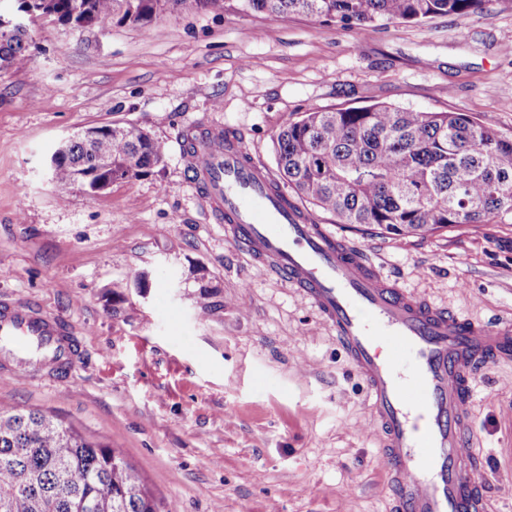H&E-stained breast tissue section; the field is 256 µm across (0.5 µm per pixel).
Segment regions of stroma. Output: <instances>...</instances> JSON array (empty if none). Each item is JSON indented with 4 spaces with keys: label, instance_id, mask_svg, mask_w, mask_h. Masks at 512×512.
I'll use <instances>...</instances> for the list:
<instances>
[{
    "label": "stroma",
    "instance_id": "stroma-1",
    "mask_svg": "<svg viewBox=\"0 0 512 512\" xmlns=\"http://www.w3.org/2000/svg\"><path fill=\"white\" fill-rule=\"evenodd\" d=\"M463 112L512 137V9L366 30L185 5L149 29L39 22L0 70V296L37 299L86 360L69 384L0 379V404L122 449L176 512H390L370 399L333 331L225 240L176 138L219 124L275 169L272 138L312 108ZM119 122L166 146L87 196L46 171L60 139ZM316 223L463 317L512 316V223L395 237ZM491 512H512V362L471 383Z\"/></svg>",
    "mask_w": 512,
    "mask_h": 512
}]
</instances>
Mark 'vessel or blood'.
Returning a JSON list of instances; mask_svg holds the SVG:
<instances>
[{
  "mask_svg": "<svg viewBox=\"0 0 512 512\" xmlns=\"http://www.w3.org/2000/svg\"><path fill=\"white\" fill-rule=\"evenodd\" d=\"M181 159L227 241L310 301L365 381L392 512H487L469 386L483 365L512 360V319L476 321L398 288L364 246L284 203L238 134L191 127ZM82 358L66 324L39 302L0 300L1 377L66 384Z\"/></svg>",
  "mask_w": 512,
  "mask_h": 512,
  "instance_id": "b4317fda",
  "label": "vessel or blood"
}]
</instances>
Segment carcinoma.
Listing matches in <instances>:
<instances>
[{
  "instance_id": "cac0c4a2",
  "label": "carcinoma",
  "mask_w": 512,
  "mask_h": 512,
  "mask_svg": "<svg viewBox=\"0 0 512 512\" xmlns=\"http://www.w3.org/2000/svg\"><path fill=\"white\" fill-rule=\"evenodd\" d=\"M74 28L86 20L148 29L187 0H15ZM246 14H306L342 28L421 23L469 15L512 0H235ZM30 33L0 37V68L29 58ZM74 135L54 152L61 187H94L149 173L166 147L149 130L112 124ZM283 182L341 224L392 236L457 225L512 222V137L462 112H417L385 104L310 109L273 139ZM0 512H173L155 498L118 448L39 411L0 406Z\"/></svg>"
}]
</instances>
